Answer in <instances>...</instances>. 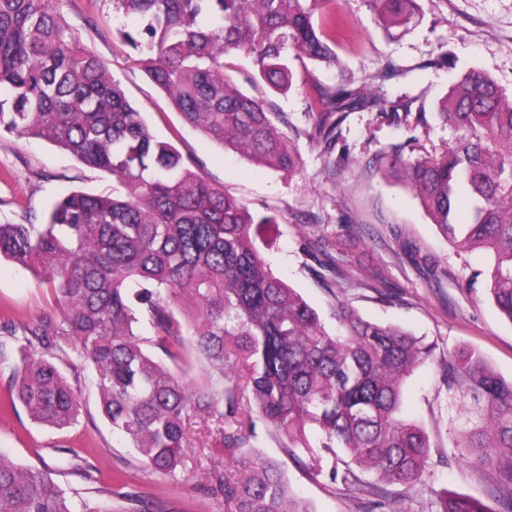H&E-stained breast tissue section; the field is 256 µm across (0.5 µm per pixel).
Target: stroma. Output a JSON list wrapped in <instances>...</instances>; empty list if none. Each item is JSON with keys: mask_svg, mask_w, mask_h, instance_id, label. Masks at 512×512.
<instances>
[{"mask_svg": "<svg viewBox=\"0 0 512 512\" xmlns=\"http://www.w3.org/2000/svg\"><path fill=\"white\" fill-rule=\"evenodd\" d=\"M421 12L405 26L379 23L371 0H335L347 20L338 42L339 62L313 69L326 86L355 89L370 83L386 66L397 75L386 86L401 96L397 112L378 108L348 113L330 147L312 143L310 98L302 89L273 100L297 131L299 172L286 177L256 166L230 148L215 145L185 125L168 99L133 61V50L118 28L133 29V19L114 12L112 0H52L53 7L103 59L115 80L161 137L177 132L176 145L193 155L201 173L245 203L251 212L275 216L279 233L264 256L273 273L295 288L321 314L346 301L365 317L400 325L434 347V359L406 378L403 415L425 427L430 440L422 482L390 487L391 512H435L429 488L483 501L492 512L498 493L487 474L463 461L450 446L459 417L448 398V357L462 348L479 351L492 368L512 378V323L490 301L483 251L457 252L437 231L414 194L385 176L380 154L402 147L416 158L451 144L453 133L435 106L457 78L470 69L492 76L512 94V0H418ZM112 189L108 174L85 167L41 140L0 135V224L39 222L63 192ZM361 227L350 234L349 225ZM335 241L341 279L324 282L311 270L309 256L318 235ZM420 251L413 260L401 247ZM51 290L28 270L0 261V318L30 322L55 311ZM78 381L83 407L78 423L58 432L34 424L24 408L0 414V452L31 469H51L73 499L87 495L86 484L70 473L66 449L90 450L101 471L122 475L123 492L135 493L160 512H225L224 498L206 481L174 482L143 472L126 440L113 433L98 412L91 368H62ZM255 444L283 469L292 492L316 512H363L364 501L331 483L326 475L299 467L283 442L264 423L256 425Z\"/></svg>", "mask_w": 512, "mask_h": 512, "instance_id": "stroma-1", "label": "stroma"}]
</instances>
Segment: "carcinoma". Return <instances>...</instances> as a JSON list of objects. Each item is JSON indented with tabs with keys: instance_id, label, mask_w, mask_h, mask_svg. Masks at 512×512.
<instances>
[{
	"instance_id": "carcinoma-1",
	"label": "carcinoma",
	"mask_w": 512,
	"mask_h": 512,
	"mask_svg": "<svg viewBox=\"0 0 512 512\" xmlns=\"http://www.w3.org/2000/svg\"><path fill=\"white\" fill-rule=\"evenodd\" d=\"M333 0H112L139 20L118 34L134 62L183 122L251 163L294 176L299 156L288 121L265 98L243 92L234 59L272 94L295 86L294 61L336 64L344 19ZM386 23L408 24L417 0H372ZM345 90L317 86L306 135L330 143L346 113L396 112L384 82ZM454 131L447 148L414 160L383 156L388 174L411 187L439 233L457 250L488 253V290L512 323V97L487 73L461 75L438 104ZM53 144L112 176V191L72 190L41 224H0V259L50 285L58 310L36 321L0 323V366L12 370L0 409L21 404L44 426L77 421L81 395L57 362L72 350L95 374L99 408L140 467L174 480L203 471L224 494L225 512H315L291 496L279 463L253 440L255 420L288 439L305 467L342 461L328 476L353 494L422 480L424 427L402 416L403 383L434 347L399 326L365 318L338 301L325 318L274 276L255 240L275 223L212 184L173 138L157 137L120 83L50 0H0V134ZM461 191L468 224L453 219ZM333 242L317 241V276L337 274ZM449 398L460 404L451 447L487 470L512 512V379L477 351L453 355ZM204 424L205 443L192 429ZM236 462L224 472V458ZM98 500L74 503L48 469L0 455V512H118L112 478L75 466ZM436 512H491L482 501L428 487Z\"/></svg>"
}]
</instances>
